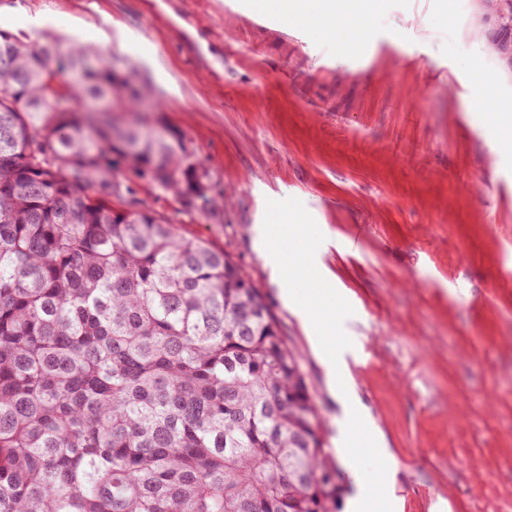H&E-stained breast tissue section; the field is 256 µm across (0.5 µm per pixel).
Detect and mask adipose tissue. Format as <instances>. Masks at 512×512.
<instances>
[{
    "instance_id": "obj_1",
    "label": "adipose tissue",
    "mask_w": 512,
    "mask_h": 512,
    "mask_svg": "<svg viewBox=\"0 0 512 512\" xmlns=\"http://www.w3.org/2000/svg\"><path fill=\"white\" fill-rule=\"evenodd\" d=\"M337 0H250L247 10L264 12L308 29L317 37L343 40L352 27H363L376 9L377 0H349L346 9ZM482 113V129L503 155L512 157V115L501 112L496 99L483 96L475 103Z\"/></svg>"
}]
</instances>
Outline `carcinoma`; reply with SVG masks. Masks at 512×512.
<instances>
[{"label":"carcinoma","mask_w":512,"mask_h":512,"mask_svg":"<svg viewBox=\"0 0 512 512\" xmlns=\"http://www.w3.org/2000/svg\"><path fill=\"white\" fill-rule=\"evenodd\" d=\"M80 43L0 29V512H332L299 354L227 253L112 208L116 153L211 209Z\"/></svg>","instance_id":"obj_1"}]
</instances>
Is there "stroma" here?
<instances>
[{
	"mask_svg": "<svg viewBox=\"0 0 512 512\" xmlns=\"http://www.w3.org/2000/svg\"><path fill=\"white\" fill-rule=\"evenodd\" d=\"M244 6L0 0V29L110 58L229 195L212 211L121 164L132 191L112 204L168 217L261 288L302 355L331 459L343 406L258 249L270 199H299L325 236L316 256L353 308L347 365L402 512H512V159L465 101L480 78L512 106V0H379L346 47Z\"/></svg>",
	"mask_w": 512,
	"mask_h": 512,
	"instance_id": "35a3bbf8",
	"label": "stroma"
}]
</instances>
